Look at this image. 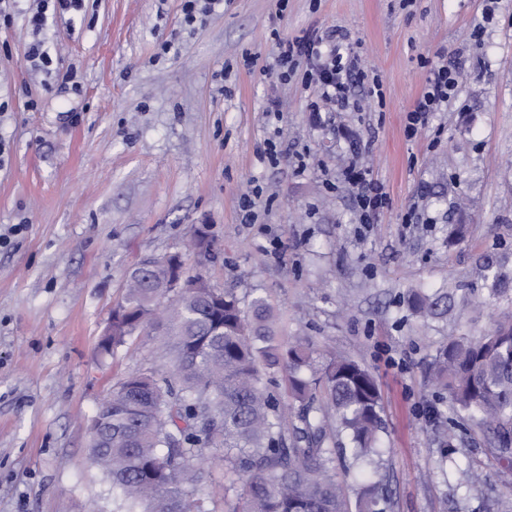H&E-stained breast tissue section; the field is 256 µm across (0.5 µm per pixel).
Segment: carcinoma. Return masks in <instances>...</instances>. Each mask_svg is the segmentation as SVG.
Returning <instances> with one entry per match:
<instances>
[{
  "instance_id": "obj_1",
  "label": "carcinoma",
  "mask_w": 512,
  "mask_h": 512,
  "mask_svg": "<svg viewBox=\"0 0 512 512\" xmlns=\"http://www.w3.org/2000/svg\"><path fill=\"white\" fill-rule=\"evenodd\" d=\"M188 274L201 287L175 292L164 265L132 268L121 301L129 314H112L100 344L106 353L134 336L168 337V368L129 374L99 407L110 422L90 438L88 459L112 483L113 512H215L208 454L224 460V512H351L336 459L365 476L384 453L376 377L305 336L282 339L265 296L246 301ZM477 281L483 303L499 309L492 329L440 346L427 375L512 467V254L485 256ZM454 304L444 288L409 297L426 323Z\"/></svg>"
}]
</instances>
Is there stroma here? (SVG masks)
I'll return each instance as SVG.
<instances>
[{
    "label": "stroma",
    "instance_id": "35a3bbf8",
    "mask_svg": "<svg viewBox=\"0 0 512 512\" xmlns=\"http://www.w3.org/2000/svg\"><path fill=\"white\" fill-rule=\"evenodd\" d=\"M31 5L11 0L0 25V512H112L86 424L120 379L166 360L154 336L106 357L99 341L130 268L187 253L202 224L212 285L266 295L281 335L375 374L376 512H512V469L426 382L437 349L482 336L494 309L458 303L425 324L408 306L512 250V0H288L280 17L273 0H226L189 25L180 0H84L37 36ZM313 30L345 36L380 95L355 85L308 111L300 77L274 65L278 40ZM36 38L52 73L26 62ZM441 54L459 89L407 136ZM70 68L76 92L56 79ZM356 155L389 196L372 224L343 176ZM468 461L489 475L481 490L461 482Z\"/></svg>",
    "mask_w": 512,
    "mask_h": 512
}]
</instances>
